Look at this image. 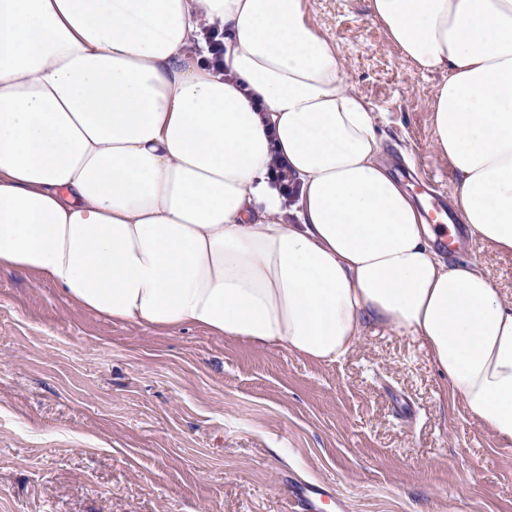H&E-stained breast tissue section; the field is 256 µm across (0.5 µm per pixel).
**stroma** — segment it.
Here are the masks:
<instances>
[{"mask_svg": "<svg viewBox=\"0 0 512 512\" xmlns=\"http://www.w3.org/2000/svg\"><path fill=\"white\" fill-rule=\"evenodd\" d=\"M347 82L376 112L382 159L414 199L438 151L440 74L403 59L368 0H307ZM455 260L512 301V254ZM343 512H512V445L469 414L402 329L366 326L334 363L276 347L120 324L0 270V512H295L292 484ZM291 497L297 502L299 512H317L319 502L324 499H334L333 489L326 484H304L293 486ZM341 501L336 497V507L340 510ZM337 511V512H339Z\"/></svg>", "mask_w": 512, "mask_h": 512, "instance_id": "35a3bbf8", "label": "stroma"}]
</instances>
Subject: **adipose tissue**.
<instances>
[{
	"instance_id": "1",
	"label": "adipose tissue",
	"mask_w": 512,
	"mask_h": 512,
	"mask_svg": "<svg viewBox=\"0 0 512 512\" xmlns=\"http://www.w3.org/2000/svg\"><path fill=\"white\" fill-rule=\"evenodd\" d=\"M445 75L435 144L469 234L512 253V0H370ZM229 34L224 71L193 53ZM370 106L306 0H0V269L79 307L335 362L406 330L512 444V304L380 159ZM299 192L271 184L273 154Z\"/></svg>"
}]
</instances>
